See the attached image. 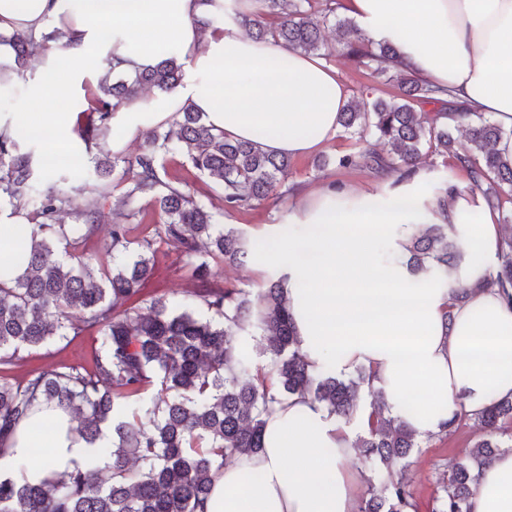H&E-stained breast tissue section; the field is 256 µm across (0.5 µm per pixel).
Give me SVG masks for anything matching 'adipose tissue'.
<instances>
[{
  "mask_svg": "<svg viewBox=\"0 0 512 512\" xmlns=\"http://www.w3.org/2000/svg\"><path fill=\"white\" fill-rule=\"evenodd\" d=\"M341 11L366 39L393 44L404 65L448 88L465 111L491 115L508 132L497 148L512 158V0H343ZM208 12L199 0H0V32L38 39L59 28L70 61L60 81L70 86L113 61L125 73L170 57L181 63L175 91L117 109L116 153L187 105L228 138L272 154L306 156L336 136L349 100L336 67L272 40L257 43L235 23L202 31ZM16 84L35 103L51 93L0 44V88ZM474 211L479 220H469ZM445 222L466 255L412 284L400 254L420 225ZM502 222L478 197L431 194L417 178L372 191L324 184L263 234L266 254L288 276V306L310 364L339 375L372 370L386 416L425 438L458 409L474 413L512 397V299L487 284L506 248ZM382 243L394 259L379 258ZM417 380L424 391L415 396ZM70 427L68 417L56 420L51 453L33 466L29 424L20 422L0 473L37 484L81 465L92 448ZM354 440L323 404L282 399L265 418L262 449L225 465L204 512H357L366 471L351 465ZM247 471L259 484L243 483ZM473 476L468 512H512V448Z\"/></svg>",
  "mask_w": 512,
  "mask_h": 512,
  "instance_id": "1",
  "label": "adipose tissue"
}]
</instances>
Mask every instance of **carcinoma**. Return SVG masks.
I'll use <instances>...</instances> for the list:
<instances>
[{"mask_svg":"<svg viewBox=\"0 0 512 512\" xmlns=\"http://www.w3.org/2000/svg\"><path fill=\"white\" fill-rule=\"evenodd\" d=\"M217 12L200 20L209 28L231 19L256 41L274 37L285 48L301 49L327 59L321 25L334 22L343 54L376 76H389L400 93L393 99L350 101L338 123L349 138L363 145L336 158L341 168L357 166L394 176L393 185L410 182L418 172L423 146L455 160L470 184L481 190L488 206L512 202V161L496 151L505 130L484 113L459 112L470 152L455 149L448 89L415 77L400 66L396 48L365 39L353 20L337 15L338 0H255L249 17L231 15L216 0ZM62 36L57 29L41 42L19 33H0V44L14 49L18 69ZM182 65L167 58L127 75L109 69L97 83L89 107L76 113V135L87 149L112 132L114 111L137 100L144 89H176ZM419 104L442 105L418 112ZM375 136L390 146L387 154L365 146ZM144 148L131 158L94 156L99 180L125 188V198L144 201L136 211L113 213L110 244L113 266L95 271L85 245L98 231L107 193L96 186L81 197L49 189L32 200L40 172L32 139L18 132L0 134V208L28 211L32 230L16 241L11 262L25 268L19 277L0 273V365H11L23 352L50 339L66 340L95 331L101 351L90 369L66 367L30 372L12 382L0 377V458L8 453L14 427L32 419L47 405L67 414L74 431L93 445L102 427L112 429V447L98 448L80 467L37 485L0 478V512H196L204 505L213 476L226 460L263 448V416L288 396H308L348 421L369 398L373 419L354 447L389 470L418 447L416 434L404 423L383 415L384 402L372 387L373 373L356 376L316 374L301 353L283 279L250 290L221 285L212 265L242 266L259 251L233 226L218 223L197 199L189 179L160 175L170 145L183 153L194 170L222 191L224 214L232 216L277 202L290 174L291 158L253 142L233 141L209 126L203 113L187 105L168 129L143 133ZM68 212L73 223L61 224ZM508 251L491 284L512 288V225H504ZM174 248L191 268L195 304L209 312L199 317L189 306L163 296L150 298L149 312L134 305L153 275L158 244ZM407 267L414 277L434 266L452 268L461 261L448 224H426L410 237ZM259 334L271 373L252 368L244 344ZM167 393L152 405L128 412L129 401L151 387ZM477 418L488 438L474 445L471 460L450 466L442 479L443 495L435 512H467L473 494L474 467L490 461L499 443L512 446V398H499L485 409L455 413L442 428L447 433L464 419ZM417 508L411 486L387 475L380 485L368 482L358 512H407Z\"/></svg>","mask_w":512,"mask_h":512,"instance_id":"cac0c4a2","label":"carcinoma"}]
</instances>
